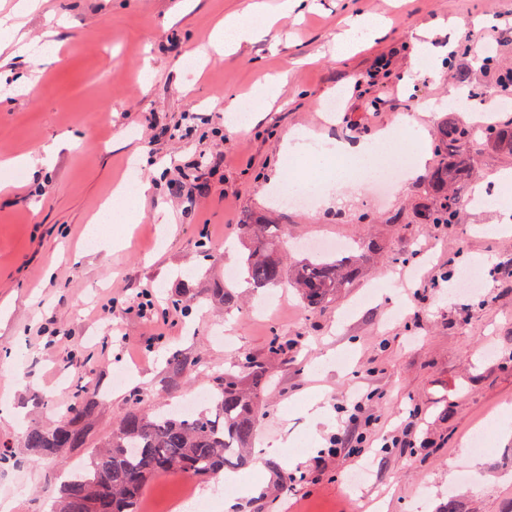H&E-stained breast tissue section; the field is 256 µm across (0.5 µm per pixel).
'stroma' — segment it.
Masks as SVG:
<instances>
[{"mask_svg": "<svg viewBox=\"0 0 512 512\" xmlns=\"http://www.w3.org/2000/svg\"><path fill=\"white\" fill-rule=\"evenodd\" d=\"M249 2L40 0L20 19L29 51H0V160L36 161L0 167V452L16 460L0 469V512H50L64 468L87 461L86 448L62 462L23 443L27 427L67 411L79 385L96 395V440L134 403H179L248 359L267 366L255 462L232 494L218 478L195 484L213 512L229 499L235 512H438L451 497L459 512H512V230L497 205L468 202L456 223H420L443 160L432 148L416 179L374 204L357 186L341 204L299 211L276 205L269 187L299 176L282 151L297 129L324 144L371 143L404 114L430 135L445 120L476 126L486 103L512 122L497 93L512 70V0H312L239 50L184 69L215 23ZM355 8L383 15L388 30L339 61L335 39ZM421 31L443 66L428 56L412 69ZM473 43L493 48L491 64ZM456 69L470 71L476 97L452 107ZM18 74L34 78L35 93L16 94ZM270 76L281 79L277 102L257 104L250 130L229 131L225 96L252 99ZM57 137L64 147L43 162ZM471 147L469 192L497 186L512 155L479 137ZM202 153L220 166L194 167ZM133 176L153 185L134 221L91 225ZM260 221L283 228L294 260L317 241L362 245L359 276L317 308L284 282L239 287L229 305L171 312L161 334L126 312L144 288L166 305L179 289L201 297L227 283L242 268L245 225ZM95 235L112 247H92ZM202 240L223 260L199 253ZM473 267L483 288L460 291ZM175 357L201 359L203 374L176 371ZM357 396L371 417L355 426L360 451L330 452ZM482 426L488 448L476 455L468 441Z\"/></svg>", "mask_w": 512, "mask_h": 512, "instance_id": "stroma-1", "label": "stroma"}]
</instances>
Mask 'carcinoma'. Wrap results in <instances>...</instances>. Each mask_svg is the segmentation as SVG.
Here are the masks:
<instances>
[{"mask_svg": "<svg viewBox=\"0 0 512 512\" xmlns=\"http://www.w3.org/2000/svg\"><path fill=\"white\" fill-rule=\"evenodd\" d=\"M468 126L444 123L435 133L437 150L444 153L431 173V201L418 210L422 224H453L460 210L461 184L469 177L474 158L465 152L471 141ZM485 141L512 154V125L484 126ZM250 245L245 259L247 281L255 288L279 282L284 274L277 256V236L269 224L245 225ZM356 256L340 258L313 254L293 271L301 299L310 307L330 300L358 273ZM264 370L250 362L238 374L211 377L208 399L192 413L177 408L150 411L132 408L121 415L89 463L64 475L55 512H140L148 484L158 476L178 474L209 479L236 473L253 463L249 445L260 411L258 391ZM96 406L88 390L74 396V404L57 422L36 425L24 433V446L38 457L60 460L89 443L84 421Z\"/></svg>", "mask_w": 512, "mask_h": 512, "instance_id": "cac0c4a2", "label": "carcinoma"}]
</instances>
